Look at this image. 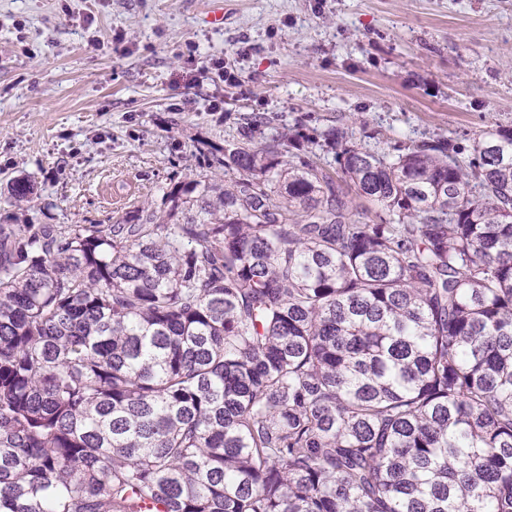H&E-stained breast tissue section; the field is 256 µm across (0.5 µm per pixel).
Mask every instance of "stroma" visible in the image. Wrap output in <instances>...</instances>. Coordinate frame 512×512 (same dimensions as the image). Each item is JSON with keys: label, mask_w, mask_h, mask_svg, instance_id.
Listing matches in <instances>:
<instances>
[{"label": "stroma", "mask_w": 512, "mask_h": 512, "mask_svg": "<svg viewBox=\"0 0 512 512\" xmlns=\"http://www.w3.org/2000/svg\"><path fill=\"white\" fill-rule=\"evenodd\" d=\"M0 0V226L114 224L223 179L247 117L262 136L333 127L394 155L512 127V0ZM223 58L240 86L212 81ZM27 179L34 191L15 200Z\"/></svg>", "instance_id": "35a3bbf8"}]
</instances>
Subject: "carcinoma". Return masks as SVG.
<instances>
[{
	"instance_id": "cac0c4a2",
	"label": "carcinoma",
	"mask_w": 512,
	"mask_h": 512,
	"mask_svg": "<svg viewBox=\"0 0 512 512\" xmlns=\"http://www.w3.org/2000/svg\"><path fill=\"white\" fill-rule=\"evenodd\" d=\"M266 124L164 217L0 227V512H512V128Z\"/></svg>"
}]
</instances>
